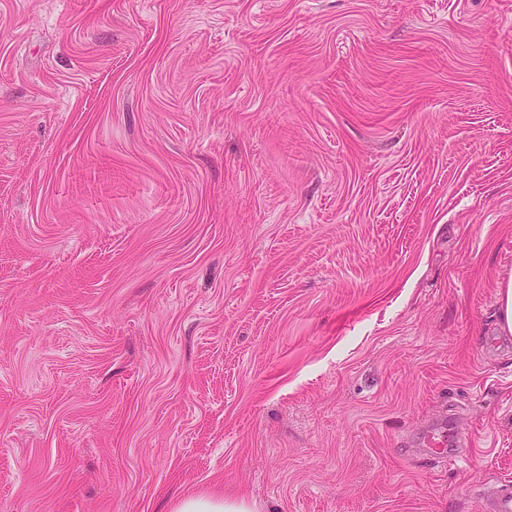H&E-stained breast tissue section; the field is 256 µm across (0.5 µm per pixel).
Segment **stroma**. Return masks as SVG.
I'll list each match as a JSON object with an SVG mask.
<instances>
[{"instance_id": "obj_1", "label": "stroma", "mask_w": 512, "mask_h": 512, "mask_svg": "<svg viewBox=\"0 0 512 512\" xmlns=\"http://www.w3.org/2000/svg\"><path fill=\"white\" fill-rule=\"evenodd\" d=\"M511 275L512 0H0V512H491ZM499 303V324L502 331L512 334V275L502 282ZM420 451L439 463H459L467 458L470 439L466 433L455 430L444 417L424 437ZM173 512H246L243 504L224 502V497L198 494L176 501Z\"/></svg>"}]
</instances>
